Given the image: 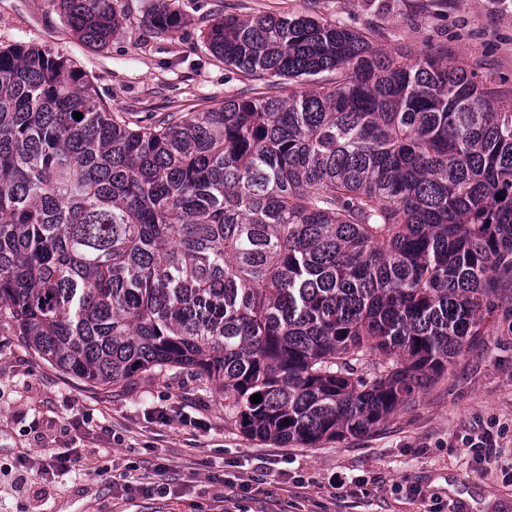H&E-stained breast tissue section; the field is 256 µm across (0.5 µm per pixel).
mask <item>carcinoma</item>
<instances>
[{"label":"carcinoma","mask_w":512,"mask_h":512,"mask_svg":"<svg viewBox=\"0 0 512 512\" xmlns=\"http://www.w3.org/2000/svg\"><path fill=\"white\" fill-rule=\"evenodd\" d=\"M119 2L57 6L102 50ZM182 21L177 0L145 18ZM204 41L268 87L315 88L142 125L70 60L0 48V322L87 384L191 368L253 438L368 433L512 280V110L336 21L228 14Z\"/></svg>","instance_id":"cac0c4a2"}]
</instances>
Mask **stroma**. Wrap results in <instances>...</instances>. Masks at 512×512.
I'll list each match as a JSON object with an SVG mask.
<instances>
[{"label": "stroma", "mask_w": 512, "mask_h": 512, "mask_svg": "<svg viewBox=\"0 0 512 512\" xmlns=\"http://www.w3.org/2000/svg\"><path fill=\"white\" fill-rule=\"evenodd\" d=\"M150 3L121 0L125 20L97 51L64 26L55 0H0V45L74 61L110 111L144 124L260 90L206 48L213 19L305 15L363 30L386 50L446 54L512 107V0H178L185 24L166 36L143 22ZM79 410L78 442L70 422ZM38 431L54 447L82 450L75 471L55 481L30 471L44 512H512V285L445 374L371 432L314 447L246 436L193 370L92 386L2 322L0 467L38 456ZM486 432L498 447L476 455L468 443ZM247 475L262 480V494L243 490Z\"/></svg>", "instance_id": "obj_1"}]
</instances>
